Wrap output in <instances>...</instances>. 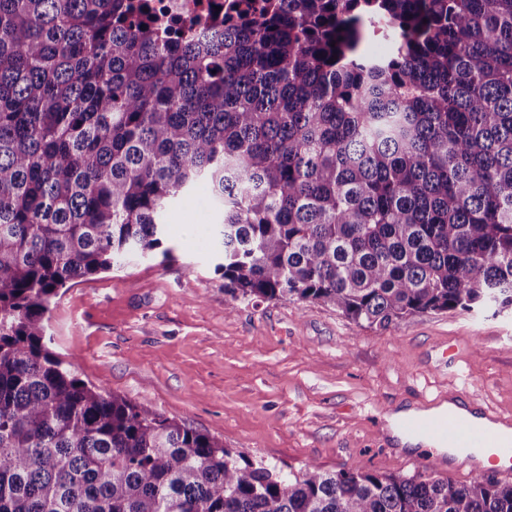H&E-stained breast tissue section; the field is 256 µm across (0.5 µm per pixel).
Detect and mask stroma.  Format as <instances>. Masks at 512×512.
<instances>
[{
  "label": "stroma",
  "mask_w": 512,
  "mask_h": 512,
  "mask_svg": "<svg viewBox=\"0 0 512 512\" xmlns=\"http://www.w3.org/2000/svg\"><path fill=\"white\" fill-rule=\"evenodd\" d=\"M166 222L174 261L91 276L52 307L50 349L89 385L288 471L428 472L438 449L400 445L387 418L450 389L512 417L511 310L376 330L313 302L233 304L215 270L209 190L181 198Z\"/></svg>",
  "instance_id": "35a3bbf8"
}]
</instances>
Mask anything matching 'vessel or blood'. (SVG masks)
<instances>
[{
	"label": "vessel or blood",
	"mask_w": 512,
	"mask_h": 512,
	"mask_svg": "<svg viewBox=\"0 0 512 512\" xmlns=\"http://www.w3.org/2000/svg\"><path fill=\"white\" fill-rule=\"evenodd\" d=\"M505 425L510 428V435L496 438L481 422L447 412L405 416L399 422V429L403 434L465 452L475 448L493 449L495 457L505 461L504 467L498 468V475L508 478L512 476V420H506Z\"/></svg>",
	"instance_id": "1"
}]
</instances>
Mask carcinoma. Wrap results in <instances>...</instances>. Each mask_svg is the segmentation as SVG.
Masks as SVG:
<instances>
[{
  "label": "carcinoma",
  "mask_w": 512,
  "mask_h": 512,
  "mask_svg": "<svg viewBox=\"0 0 512 512\" xmlns=\"http://www.w3.org/2000/svg\"><path fill=\"white\" fill-rule=\"evenodd\" d=\"M139 12L0 0V512H512L508 482L248 458L45 342L60 289L171 257L200 184L233 303L512 307V0H261L187 37Z\"/></svg>",
  "instance_id": "obj_1"
}]
</instances>
